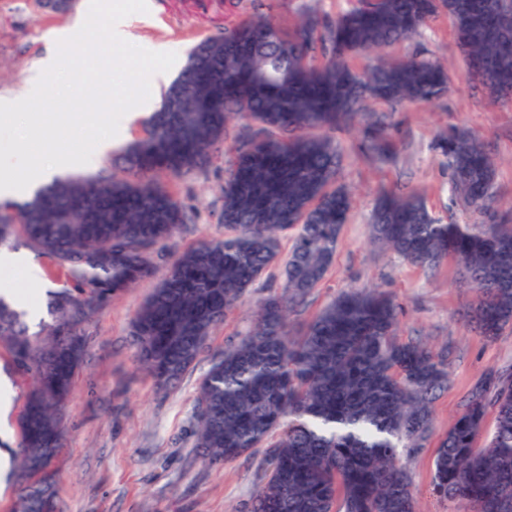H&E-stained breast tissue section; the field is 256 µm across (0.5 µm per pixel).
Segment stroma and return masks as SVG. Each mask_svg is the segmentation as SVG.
<instances>
[{"instance_id":"stroma-1","label":"stroma","mask_w":512,"mask_h":512,"mask_svg":"<svg viewBox=\"0 0 512 512\" xmlns=\"http://www.w3.org/2000/svg\"><path fill=\"white\" fill-rule=\"evenodd\" d=\"M148 10L133 23L135 43L145 49L167 45L178 59L197 42L216 36L253 13L252 0H147ZM71 13L41 10L36 0H0V95L14 93L25 82L31 61L43 50L42 34L69 26ZM425 49L438 58L453 79L447 96L429 105L388 107L397 152L380 161L357 150L359 131H341L345 148L339 186L353 198L333 264L300 313L291 315L294 334L337 295L350 288L374 287L388 295L398 314L401 341L428 342L434 354L451 349L449 383L432 407L429 436L424 446L402 451L400 463L411 481L418 512H449L448 502L431 491L433 461L442 435L462 410L469 386L485 371L512 365V324L498 336L485 338L464 319L473 299L462 286L454 264L431 271L414 267L390 250L374 245L369 217L379 190L422 195L429 211L446 222L474 223L475 218L450 199V172L433 148L434 139L451 129H467L481 136L496 162L495 191L502 212L512 211V103L490 102L485 93L465 80L466 60L457 47L447 18L432 20L404 51ZM232 141L218 145L213 163L183 177H168L176 197L198 213L156 258L165 270L186 248L224 235L221 189L231 157ZM30 271L0 269V290L27 288L30 278L42 284L43 308L39 332L52 322L51 292L64 281L47 259L24 243ZM159 284L152 277L106 303L87 327L85 356L73 377L64 412L65 446L52 460L63 512H245L260 484L259 456L210 466L193 453V405L198 387L211 366L214 351L237 345L254 318L255 303L269 293L268 279H260L241 305L216 328L210 349L202 353L179 383L159 390L140 367L130 345L132 320ZM8 354L0 347V375L11 385V406L0 415V453L18 465L19 416L28 390L27 379L7 367Z\"/></svg>"}]
</instances>
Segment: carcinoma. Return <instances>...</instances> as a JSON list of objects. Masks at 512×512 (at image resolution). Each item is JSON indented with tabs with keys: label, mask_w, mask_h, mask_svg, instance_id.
<instances>
[{
	"label": "carcinoma",
	"mask_w": 512,
	"mask_h": 512,
	"mask_svg": "<svg viewBox=\"0 0 512 512\" xmlns=\"http://www.w3.org/2000/svg\"><path fill=\"white\" fill-rule=\"evenodd\" d=\"M347 2L334 20L308 10L286 34L260 15L198 42L143 120V134L113 159L122 175L56 178L25 203L0 204V245L19 232L66 277L45 340L32 338L25 313L0 299V342L32 381L19 421L14 512H59L45 468L63 445L83 324L154 275L152 254L190 221L157 175L208 167L232 122L258 132L238 135L224 177L231 234L200 241L168 267L132 321L136 359L159 388L171 387L249 288L281 264L251 330L213 354L199 385L195 455L226 464L263 449L250 512H416L399 449L423 447L431 404L448 386L447 364L424 344L400 341L395 305L374 291H343L303 336L288 332V313L323 280L352 205L335 187L344 148L320 131L361 123L360 150L392 155L387 115L370 104H431L448 94L451 77L418 52L355 61L413 38L441 15L468 77L506 104L512 35L497 32L498 0ZM434 148L446 159L451 195L482 222H444L421 196L384 191L372 239L413 266L434 270L453 259L475 292L472 321L490 338L512 323V224L496 207L493 161L476 134L451 132ZM287 235L293 245L281 263ZM490 413L494 429L482 445ZM433 466L432 491L454 512H512V368L488 370L471 385Z\"/></svg>",
	"instance_id": "1"
}]
</instances>
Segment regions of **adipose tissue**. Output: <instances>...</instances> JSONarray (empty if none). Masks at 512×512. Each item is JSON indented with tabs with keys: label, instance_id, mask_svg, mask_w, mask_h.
<instances>
[{
	"label": "adipose tissue",
	"instance_id": "adipose-tissue-1",
	"mask_svg": "<svg viewBox=\"0 0 512 512\" xmlns=\"http://www.w3.org/2000/svg\"><path fill=\"white\" fill-rule=\"evenodd\" d=\"M82 15L76 16L73 24L66 29L51 32L44 37L45 51L32 64L30 76L19 91L10 97H0V112L12 116L28 105L40 100L47 90L49 75L54 72L61 60V54L76 42L85 32L87 21L85 12L91 11V4H84Z\"/></svg>",
	"mask_w": 512,
	"mask_h": 512
}]
</instances>
